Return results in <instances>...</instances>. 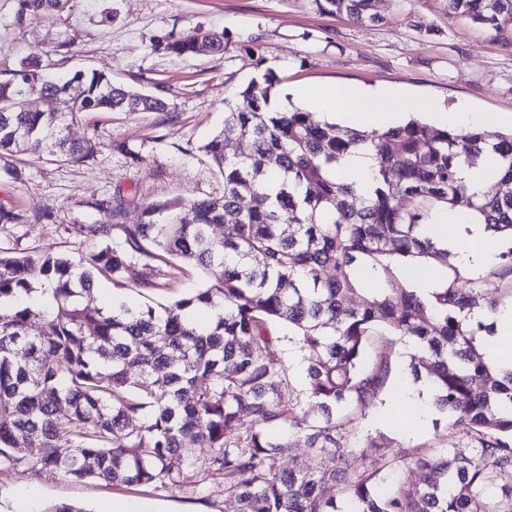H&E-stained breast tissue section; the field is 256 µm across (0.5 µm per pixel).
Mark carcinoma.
Listing matches in <instances>:
<instances>
[{
    "label": "carcinoma",
    "mask_w": 512,
    "mask_h": 512,
    "mask_svg": "<svg viewBox=\"0 0 512 512\" xmlns=\"http://www.w3.org/2000/svg\"><path fill=\"white\" fill-rule=\"evenodd\" d=\"M318 9L360 24L381 16L374 0H315ZM448 16L483 27L512 46V0H447ZM70 0H17L21 28ZM155 48L178 57L224 54V34H168ZM51 57L27 56L0 79V162L29 141L54 161L84 163L94 138L68 129L95 112H169L156 94L125 88L95 70L58 77ZM278 78L251 79L227 104L224 126L200 146L223 193L146 206L137 224H76L85 250L0 247V471L38 465L76 480L113 485L183 484L219 471L240 512H512V361L495 366L476 342L495 336L500 298L512 304V131L437 129L417 119L388 129H352L293 107L269 109ZM51 98L33 110L27 95ZM359 150L374 160L367 189L336 167ZM497 169L482 193L464 172L487 152ZM464 208L490 233L495 279L424 234L434 214ZM222 227L221 236L213 234ZM181 263L205 287L170 305H90L94 282L117 283L137 260ZM443 270L432 288L406 272ZM330 270L328 277L321 272ZM293 327L308 351L306 398L313 421L292 424L298 402L280 338ZM377 336L408 338L420 356L408 372L436 388V407L478 435L475 448L418 449L390 465L423 473V486L379 487V470L349 471L341 448L343 412L384 384L390 362L367 365ZM37 439L32 461L21 443ZM294 448L281 469L278 449ZM210 448L201 461L196 448Z\"/></svg>",
    "instance_id": "1"
}]
</instances>
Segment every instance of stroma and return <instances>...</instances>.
I'll list each match as a JSON object with an SVG mask.
<instances>
[{
    "label": "stroma",
    "instance_id": "1",
    "mask_svg": "<svg viewBox=\"0 0 512 512\" xmlns=\"http://www.w3.org/2000/svg\"><path fill=\"white\" fill-rule=\"evenodd\" d=\"M107 4L113 13L105 22L100 14ZM16 5L0 0L1 79L21 58L67 38L72 46L65 70L96 69L125 86L162 92L173 110L100 113L92 125L73 126L72 139L92 134L98 142L86 163L52 161L40 145H26L14 159L16 174L0 170V207L21 216L0 222L4 247H49L72 255L83 244L71 227L104 221L102 203L119 211L123 225L138 223L143 208L156 201L222 194L223 183L200 147L223 126L226 100L268 71L286 94L323 85L394 89L416 115L459 105L467 126L512 128V48L449 17L447 0H376L382 20L372 25L321 12L314 0H71L70 11L43 14L19 28ZM198 29L222 33L224 53L178 58L154 48L169 32ZM158 268L155 261L132 265L118 285L98 278L94 305L165 304L204 284L201 270L186 265L167 287H148ZM415 352L410 341L375 338L370 358H388L390 374L365 404L349 411L341 432L351 469L376 470L384 484L417 485L423 475L383 466L382 451L406 458L419 448L477 445L473 432L435 409L423 428H392L386 406L400 401L411 384L406 364ZM119 499L147 512H239L218 474L181 486L126 487L76 482L37 467L22 474L0 471V512H41L49 503L106 512Z\"/></svg>",
    "mask_w": 512,
    "mask_h": 512
}]
</instances>
